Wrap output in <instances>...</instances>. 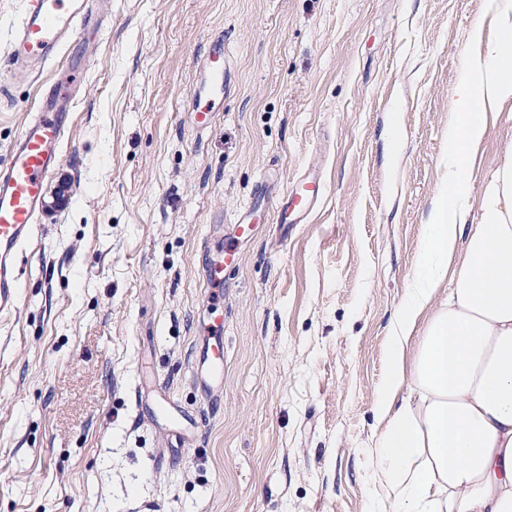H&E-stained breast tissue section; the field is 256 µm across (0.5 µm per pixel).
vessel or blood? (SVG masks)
Returning <instances> with one entry per match:
<instances>
[{
	"label": "vessel or blood",
	"instance_id": "1",
	"mask_svg": "<svg viewBox=\"0 0 512 512\" xmlns=\"http://www.w3.org/2000/svg\"><path fill=\"white\" fill-rule=\"evenodd\" d=\"M111 10L112 0H25L7 48L10 79L24 80L31 64L54 60L81 36H97L99 18ZM203 76L210 92L195 95L192 109L194 124L201 129L212 122L216 94L225 93L228 87L223 44L210 47L203 61ZM84 78L82 61L68 58L12 143L7 161L0 164L1 317L16 309L24 274L21 252L33 235L46 180L61 160L60 144ZM323 191L320 183L295 191L291 207L297 220L307 217L313 200ZM202 332L213 339L207 353L209 374L222 380L224 344L216 337V327L203 326Z\"/></svg>",
	"mask_w": 512,
	"mask_h": 512
}]
</instances>
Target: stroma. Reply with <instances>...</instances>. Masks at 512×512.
<instances>
[{
    "mask_svg": "<svg viewBox=\"0 0 512 512\" xmlns=\"http://www.w3.org/2000/svg\"><path fill=\"white\" fill-rule=\"evenodd\" d=\"M491 0H112L0 318V512H374L391 318ZM230 90L194 92L214 40ZM55 65L0 90V163ZM473 178L512 141L487 114ZM323 181L301 224L287 188ZM224 298L207 269L236 221ZM224 321L206 387L201 327ZM204 82L208 84L212 93L202 95L195 94L193 104V119L197 128L208 127L213 119L214 106L216 103L215 93L223 94L228 87L226 68H224V43H217L209 48L203 61Z\"/></svg>",
    "mask_w": 512,
    "mask_h": 512,
    "instance_id": "35a3bbf8",
    "label": "stroma"
}]
</instances>
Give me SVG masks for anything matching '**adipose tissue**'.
Listing matches in <instances>:
<instances>
[{
    "label": "adipose tissue",
    "mask_w": 512,
    "mask_h": 512,
    "mask_svg": "<svg viewBox=\"0 0 512 512\" xmlns=\"http://www.w3.org/2000/svg\"><path fill=\"white\" fill-rule=\"evenodd\" d=\"M494 5L472 31L486 51L465 63L441 200L390 323L376 512H512V145L480 187L469 172L488 110L512 101V0Z\"/></svg>",
    "instance_id": "ef3b65f1"
}]
</instances>
